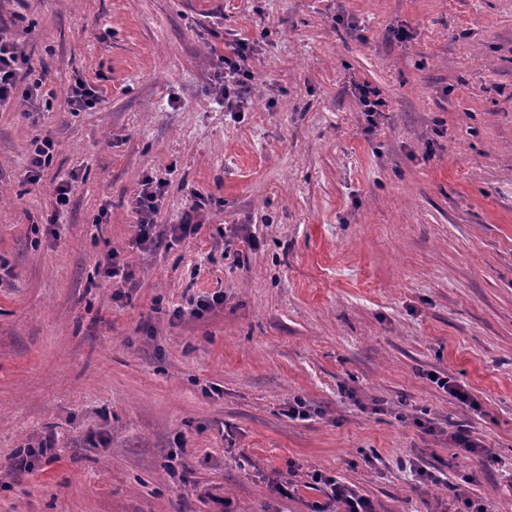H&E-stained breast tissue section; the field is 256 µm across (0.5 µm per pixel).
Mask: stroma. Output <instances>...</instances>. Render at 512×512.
I'll return each instance as SVG.
<instances>
[{"label": "stroma", "mask_w": 512, "mask_h": 512, "mask_svg": "<svg viewBox=\"0 0 512 512\" xmlns=\"http://www.w3.org/2000/svg\"><path fill=\"white\" fill-rule=\"evenodd\" d=\"M0 27L52 77L37 111L0 107V512H312L316 472L378 512H460V483L512 512V0H0ZM241 37L252 79L230 112L215 63ZM79 79L94 111L68 104ZM363 83L388 103L373 125ZM148 174L167 186L143 250ZM196 191L197 231L175 241ZM110 251L130 281L99 270ZM425 419L468 423L497 463ZM50 434L55 459L13 468ZM99 96L100 92L96 86L77 80L69 89L68 103L73 111L92 110L98 103ZM52 140L46 136L36 141L35 146L29 158V173L30 181L39 182L41 173L47 168L52 159ZM163 183L147 175L133 197L132 204L138 215L136 242L140 247L154 245L153 229L156 224L157 202L163 194ZM426 375L432 384L447 393L454 402L466 406L474 412L481 413L482 406L465 385L460 384L453 377L441 371H430Z\"/></svg>", "instance_id": "1"}]
</instances>
